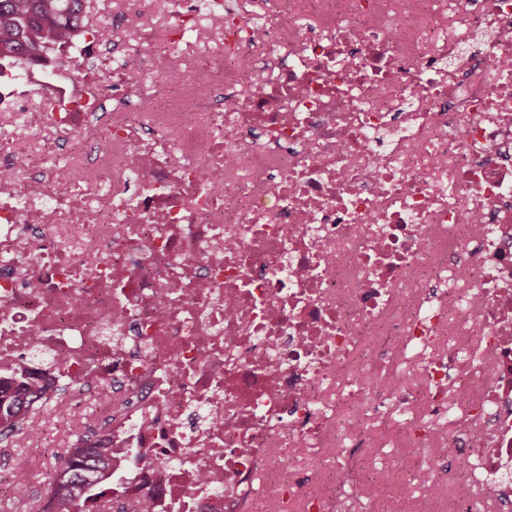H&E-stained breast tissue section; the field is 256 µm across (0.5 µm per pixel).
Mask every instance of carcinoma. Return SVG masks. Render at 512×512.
<instances>
[{"label":"carcinoma","mask_w":512,"mask_h":512,"mask_svg":"<svg viewBox=\"0 0 512 512\" xmlns=\"http://www.w3.org/2000/svg\"><path fill=\"white\" fill-rule=\"evenodd\" d=\"M86 0H0V77L19 65L44 60L76 33L77 12ZM33 387L20 374L0 383V441L20 435L33 420L24 395ZM54 512H104L102 489L112 486V449L84 439L71 441L51 482Z\"/></svg>","instance_id":"obj_1"}]
</instances>
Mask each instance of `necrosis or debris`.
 <instances>
[{
  "mask_svg": "<svg viewBox=\"0 0 512 512\" xmlns=\"http://www.w3.org/2000/svg\"><path fill=\"white\" fill-rule=\"evenodd\" d=\"M165 2L169 42L123 0L44 68L69 95L0 105V378L101 406L139 512H332L340 487L380 512L418 477L512 512V0H290L312 31L219 9L224 63L192 73L202 32ZM410 352L418 386L371 382ZM394 404L403 452L466 478L300 468Z\"/></svg>",
  "mask_w": 512,
  "mask_h": 512,
  "instance_id": "necrosis-or-debris-1",
  "label": "necrosis or debris"
}]
</instances>
